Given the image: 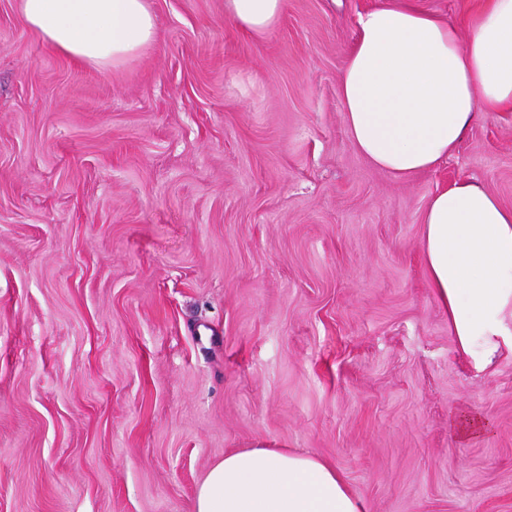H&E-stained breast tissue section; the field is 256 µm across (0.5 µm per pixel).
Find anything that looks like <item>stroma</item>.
Wrapping results in <instances>:
<instances>
[{"label": "stroma", "instance_id": "35a3bbf8", "mask_svg": "<svg viewBox=\"0 0 512 512\" xmlns=\"http://www.w3.org/2000/svg\"><path fill=\"white\" fill-rule=\"evenodd\" d=\"M150 2L159 43L94 67L0 0V512H195L259 442L367 512H512V356L458 355L421 247L456 180L512 208V109L401 180L339 86L391 0H287L261 36L224 0ZM460 436L464 439L476 438L486 432V424L482 417L476 414H464L455 422Z\"/></svg>", "mask_w": 512, "mask_h": 512}]
</instances>
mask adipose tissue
Masks as SVG:
<instances>
[{"instance_id": "1", "label": "adipose tissue", "mask_w": 512, "mask_h": 512, "mask_svg": "<svg viewBox=\"0 0 512 512\" xmlns=\"http://www.w3.org/2000/svg\"><path fill=\"white\" fill-rule=\"evenodd\" d=\"M287 0H224L239 29L262 35ZM26 25L53 49L95 66L122 64L159 41L149 0H19ZM461 39L412 0L361 15L340 76L356 149L398 178L433 169L479 112L512 108V0H487ZM427 280L459 355L479 372L512 355V208L459 180L422 219ZM195 512H365L332 465L259 444L226 453L196 491Z\"/></svg>"}]
</instances>
